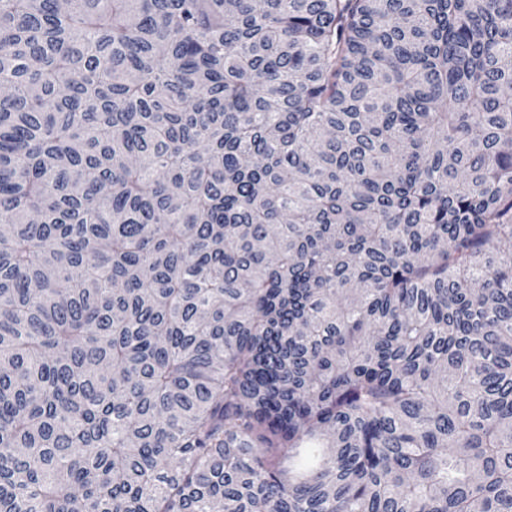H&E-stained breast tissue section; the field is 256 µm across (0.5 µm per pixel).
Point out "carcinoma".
<instances>
[{
  "instance_id": "obj_1",
  "label": "carcinoma",
  "mask_w": 512,
  "mask_h": 512,
  "mask_svg": "<svg viewBox=\"0 0 512 512\" xmlns=\"http://www.w3.org/2000/svg\"><path fill=\"white\" fill-rule=\"evenodd\" d=\"M512 0H0V512H512Z\"/></svg>"
}]
</instances>
